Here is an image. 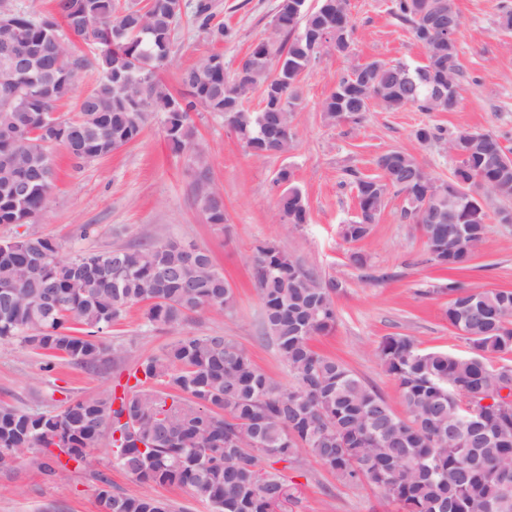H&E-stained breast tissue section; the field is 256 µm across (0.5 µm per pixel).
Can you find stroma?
Masks as SVG:
<instances>
[{"label":"stroma","mask_w":512,"mask_h":512,"mask_svg":"<svg viewBox=\"0 0 512 512\" xmlns=\"http://www.w3.org/2000/svg\"><path fill=\"white\" fill-rule=\"evenodd\" d=\"M198 0H183L184 9L170 61L161 72L173 94L183 90L181 76L209 53L224 57L234 71L252 47L273 36L271 26L279 0H208L214 22L231 28V39L204 40L194 18ZM502 0H457L462 25L457 35L462 102L453 112L390 111L372 105L359 122L328 123L321 102L352 65L373 59L422 63L426 50L408 26L388 10L390 0H350L353 34L348 55L324 54L306 75L303 104L294 116L296 144L288 154L259 158L249 154L223 120L211 113L194 114L195 149L176 151L164 138L158 118H150L138 140L112 154L75 166L59 145L49 151L56 163L55 190L35 223L0 225V238L36 233L56 239L66 255L106 251L153 238H174L210 251L235 294L231 311L207 310L180 331L147 330L142 312L131 308L108 328V348L158 356L178 333L224 335L252 356L255 364L279 380L288 372L262 324V304L252 279V256L263 241L278 242L293 259L323 279L339 282L337 323L330 334L316 337L323 353L336 357L374 386L402 411L397 382L375 355L388 336L402 335L419 348L467 355L469 344L444 316L448 296L441 287L455 278L471 285L512 290V224L496 219L503 202L485 198L487 232L468 269L440 270L432 261L416 224L402 218L403 200L389 195L369 236L345 241L341 227L357 214L354 179L377 174V158L391 150L412 153L429 173L445 178L455 165L446 143H419L418 129L442 128L493 132L512 150V33L498 28ZM209 165V187L223 197L225 230L207 224L195 200V151ZM295 171L296 183L309 206L301 226L280 223L271 181L280 167ZM361 253L364 265L350 259ZM23 348L19 341H0V404L20 410H55L65 398L98 394L112 384L114 367L87 371L65 359ZM301 466L286 470L290 501L282 512H402L400 505L367 485H346L301 453ZM47 458L33 452L7 471L0 470V512H100V478L112 490L129 495L151 492L173 512H211L210 505L178 486L144 488L135 477L113 466L112 449L102 444L91 452L88 469L55 478L43 470Z\"/></svg>","instance_id":"stroma-1"}]
</instances>
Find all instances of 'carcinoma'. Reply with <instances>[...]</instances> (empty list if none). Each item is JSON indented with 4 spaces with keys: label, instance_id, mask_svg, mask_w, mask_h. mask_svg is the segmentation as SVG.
<instances>
[{
    "label": "carcinoma",
    "instance_id": "cac0c4a2",
    "mask_svg": "<svg viewBox=\"0 0 512 512\" xmlns=\"http://www.w3.org/2000/svg\"><path fill=\"white\" fill-rule=\"evenodd\" d=\"M211 6L197 5L199 28L210 43L231 37L211 24ZM391 13L409 26L426 49L425 62H379L364 79L367 64L355 65L322 101L324 120L344 116L359 121L370 105L411 107L422 112H454L451 102L429 96V72L459 87L456 40L444 46L420 16L418 0H391ZM34 53L29 84L0 92V224L35 222L55 188L54 158L47 145L67 149L81 166L138 139L151 115H162L166 141L175 149L193 147L192 111L202 107L219 117L256 157L283 155L293 147L290 121L270 108L282 94L294 108L303 103L302 79L320 59L312 38L327 24L352 32L349 11L309 10L306 0H280L272 19L277 39L261 41L233 74L224 56L212 53L182 77L186 96L171 95L158 73L169 60L182 16V0H54L53 11L36 18L11 12ZM78 16L73 40L62 43L63 28ZM94 50L75 52V42ZM94 68L95 88L79 102L78 113L58 112L75 90L78 73ZM259 94L261 107L245 103ZM199 163L196 201L207 223L224 229V200L207 185L205 156ZM500 136L492 132L474 155L456 161L451 175L438 178L415 156L392 150L377 158V176L355 180L359 217L341 228L348 242L365 240L388 195L426 205L422 215L409 206L403 218L422 221L420 230L431 260L441 269H464L486 233V213L456 188L497 183L498 197L512 198V165ZM390 182H385V179ZM278 212L286 224L308 223L306 197L289 166L277 170ZM455 207L457 224L444 220ZM252 276L263 307V325L289 382L267 374L243 347L224 335H183L164 353L143 358L125 350L128 361L112 386L88 397L69 399L56 413L0 405V465L31 451L47 456L59 448L50 476L90 464L113 416V465L143 485L188 488L211 512H279L290 498L284 474L275 468L300 464L310 456L337 481L367 483L399 502L404 512H512V365L490 366L487 355L512 356V290L485 289L450 279L448 324L472 353L422 350L406 336H387L376 357L398 384L405 413L395 412L374 387L342 361L318 352L313 339L336 328L334 295L339 284L305 269L274 242L258 246ZM231 284L210 252L186 249L155 238L110 251L60 254L52 238L22 234L0 241V340L75 365L107 364L100 334L135 305H144L143 326L177 328L205 310L233 308ZM508 390L486 406L478 393ZM127 416L119 424L121 415ZM109 512H169L149 493L131 496L99 489Z\"/></svg>",
    "mask_w": 512,
    "mask_h": 512
}]
</instances>
